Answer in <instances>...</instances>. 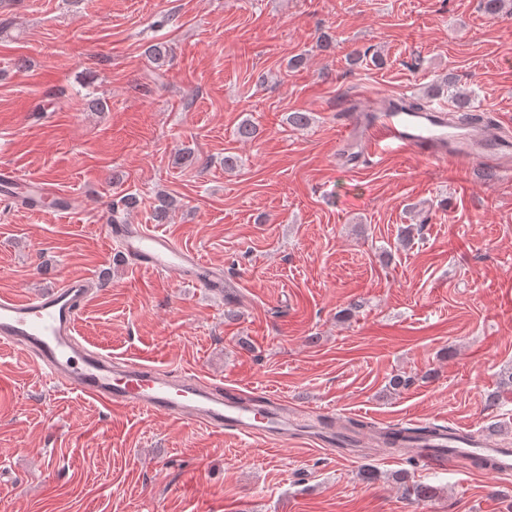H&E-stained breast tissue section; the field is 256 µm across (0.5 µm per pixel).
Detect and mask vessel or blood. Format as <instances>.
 <instances>
[{
    "mask_svg": "<svg viewBox=\"0 0 512 512\" xmlns=\"http://www.w3.org/2000/svg\"><path fill=\"white\" fill-rule=\"evenodd\" d=\"M356 145L372 156L389 149L405 150L435 162H479L503 165L512 157V140L482 125L450 124L442 109L407 112L392 99L371 107ZM107 238L145 267L175 271L211 291L224 289V269L178 246L166 234L137 224H107ZM89 284L70 279L50 292L30 297L0 296V347L24 357L53 385L77 391L102 404L133 408L210 429L249 437L278 438L288 434V407L274 400L256 409L253 402L224 395L190 376L174 377L141 362H118L77 338L79 316L88 302ZM490 459L491 470L512 473V448L496 447L483 436L449 445L447 439L429 449L411 448V455L434 466L448 463L450 452Z\"/></svg>",
    "mask_w": 512,
    "mask_h": 512,
    "instance_id": "obj_1",
    "label": "vessel or blood"
}]
</instances>
